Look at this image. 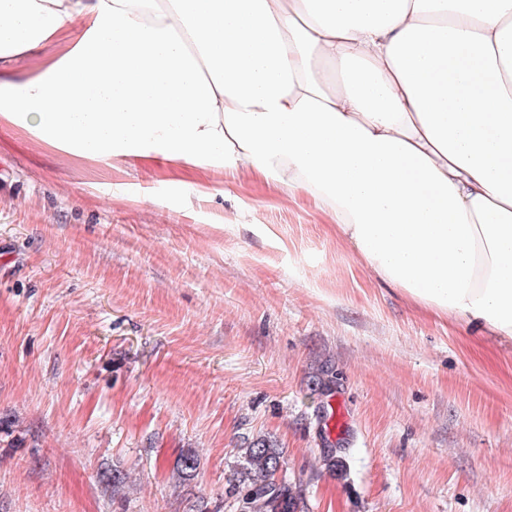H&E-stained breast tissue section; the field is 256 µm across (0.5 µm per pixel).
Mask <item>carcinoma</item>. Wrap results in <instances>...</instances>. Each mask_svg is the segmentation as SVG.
I'll return each mask as SVG.
<instances>
[{"label": "carcinoma", "mask_w": 512, "mask_h": 512, "mask_svg": "<svg viewBox=\"0 0 512 512\" xmlns=\"http://www.w3.org/2000/svg\"><path fill=\"white\" fill-rule=\"evenodd\" d=\"M285 465L283 453L265 439L256 440L245 451L247 484L237 491L240 512H297L298 495L287 480L277 477ZM177 477L194 478L198 469L195 453L186 452L177 461Z\"/></svg>", "instance_id": "1"}]
</instances>
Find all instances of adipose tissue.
<instances>
[{
	"instance_id": "ef3b65f1",
	"label": "adipose tissue",
	"mask_w": 512,
	"mask_h": 512,
	"mask_svg": "<svg viewBox=\"0 0 512 512\" xmlns=\"http://www.w3.org/2000/svg\"><path fill=\"white\" fill-rule=\"evenodd\" d=\"M0 124L302 193L380 280L512 342V0H0Z\"/></svg>"
}]
</instances>
